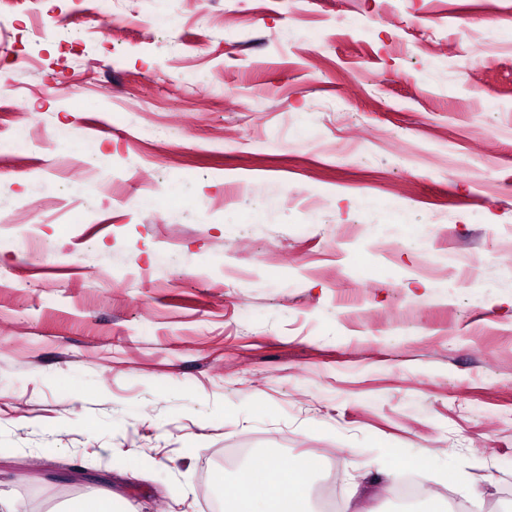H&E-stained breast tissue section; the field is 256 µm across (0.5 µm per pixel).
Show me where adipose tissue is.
I'll return each instance as SVG.
<instances>
[{
    "label": "adipose tissue",
    "mask_w": 512,
    "mask_h": 512,
    "mask_svg": "<svg viewBox=\"0 0 512 512\" xmlns=\"http://www.w3.org/2000/svg\"><path fill=\"white\" fill-rule=\"evenodd\" d=\"M318 463L305 458L289 468L271 456L253 459L224 481V512H311L310 476Z\"/></svg>",
    "instance_id": "adipose-tissue-1"
}]
</instances>
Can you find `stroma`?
<instances>
[{"instance_id": "1", "label": "stroma", "mask_w": 512, "mask_h": 512, "mask_svg": "<svg viewBox=\"0 0 512 512\" xmlns=\"http://www.w3.org/2000/svg\"><path fill=\"white\" fill-rule=\"evenodd\" d=\"M226 2L0 9V499L213 512L225 453L331 448L340 512H424L423 453L512 512V0ZM86 9L98 14L112 17L120 11L134 12L136 0H82Z\"/></svg>"}]
</instances>
